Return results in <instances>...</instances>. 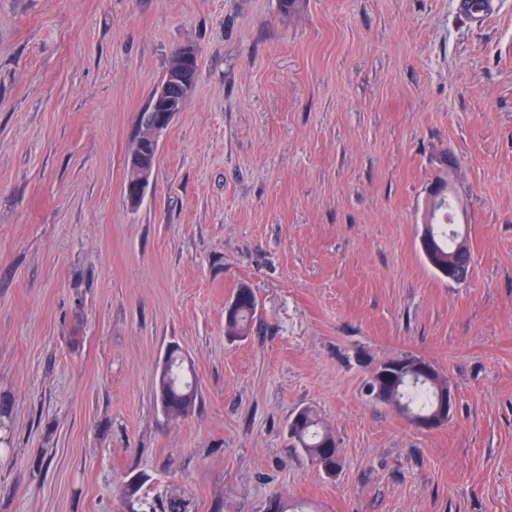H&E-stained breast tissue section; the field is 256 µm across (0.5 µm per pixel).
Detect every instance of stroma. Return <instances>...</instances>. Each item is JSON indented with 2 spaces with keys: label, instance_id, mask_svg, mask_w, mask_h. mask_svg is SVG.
Masks as SVG:
<instances>
[{
  "label": "stroma",
  "instance_id": "1",
  "mask_svg": "<svg viewBox=\"0 0 512 512\" xmlns=\"http://www.w3.org/2000/svg\"><path fill=\"white\" fill-rule=\"evenodd\" d=\"M0 0V512H512V0ZM195 91L123 185L173 50ZM473 272L419 239L445 158ZM249 335L224 333L240 284ZM178 349L198 399L174 419ZM409 353L456 395L369 396ZM315 411L336 477L288 438ZM153 167L151 163H147L141 168L139 176L138 170L128 163L127 180L129 181L124 185V193L131 208H136L143 200L153 178ZM131 180H134L130 182ZM412 355H400L392 357L385 362L389 363V369L395 374L394 385L389 394H383L384 384L380 382L378 377L373 374L376 371L381 372L385 363L380 362L373 369L370 379L367 381V389L370 395L376 400L394 406L390 400L392 398L398 399V404L403 403L404 409L394 406L399 412L414 413L417 415H429L435 409L438 391L448 386V391H441L438 396V402L434 414L429 417H412V422L421 429H434L443 425L450 418L455 408V395L448 385V382L443 378L440 371L437 369L433 378L429 381H421L414 379L408 372L410 362L403 363ZM391 385V386H392Z\"/></svg>",
  "mask_w": 512,
  "mask_h": 512
}]
</instances>
